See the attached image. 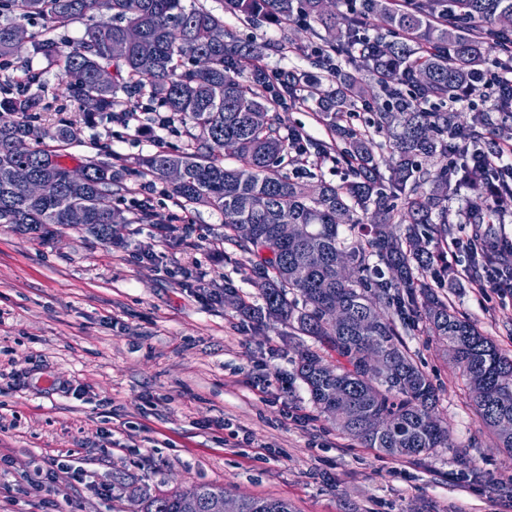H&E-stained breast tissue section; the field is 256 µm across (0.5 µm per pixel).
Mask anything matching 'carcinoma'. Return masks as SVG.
<instances>
[{
	"instance_id": "cac0c4a2",
	"label": "carcinoma",
	"mask_w": 512,
	"mask_h": 512,
	"mask_svg": "<svg viewBox=\"0 0 512 512\" xmlns=\"http://www.w3.org/2000/svg\"><path fill=\"white\" fill-rule=\"evenodd\" d=\"M230 10L252 20L286 26L298 19L337 30L330 51L376 76L388 101L375 112L373 127L389 139L388 173L373 153V138L341 121L352 99L365 98L351 74L320 94L318 118L341 139L338 159L353 173L339 185L310 186L281 172L284 163L306 152L304 136L285 125L280 110L297 97L301 78L283 74L271 81L261 59L279 46L226 39L224 18L184 0H0V61L18 54L16 28L31 15L44 21L31 33L33 52L54 63L68 93L98 99V110L121 105L119 93L148 95L179 121L200 131L196 145L173 154L158 150L141 161V174L166 179L167 170L182 166L184 180L173 193L224 214V240L253 254L268 252L261 267L262 305L245 302L233 288L224 303L249 317L288 325L313 339L319 350L299 353L296 376L313 403L326 413L342 394L357 412L347 419L336 412L342 432L395 458L428 456L448 447L450 427L440 417L438 397L418 366L403 334L423 329L447 342L451 359L472 392L476 410L498 447L512 453V355L502 351L477 325L438 294L427 275L441 276L448 267V208L443 201L451 178L485 192L470 202L471 220L491 223L489 199L512 197V184L477 148L482 133L501 118H512V91L496 95L493 112L465 128L458 113L428 112L421 103L454 99L488 75L492 51L506 49L512 36V0H411L400 7L389 0H359L348 17L324 9V0H227ZM91 10H103L111 21L88 29L76 41L56 39ZM377 16L396 38L366 34V21ZM139 27L152 47L142 55L123 45L128 26ZM113 66L112 83L98 82L103 67ZM412 97L406 99L400 87ZM40 97L0 99V224H17L31 232L65 227L80 211L86 230L112 241V225L124 223L112 208V187L123 171L110 163L88 160L84 179L69 178L61 144L67 130L32 125ZM230 147L236 163L222 164L220 145ZM460 164L435 170L419 167L420 158H448ZM430 183L435 191L422 186ZM402 200L400 221L393 224L394 200ZM251 226L245 235L240 225ZM282 224H301L305 235L295 243L282 239ZM468 273L477 278L500 267L499 251L469 247ZM352 264L343 276L340 262ZM380 353L385 365L363 369L367 357ZM221 491L202 484L187 490L144 493L140 512H182V502L200 505ZM242 512H293L279 498L247 497Z\"/></svg>"
}]
</instances>
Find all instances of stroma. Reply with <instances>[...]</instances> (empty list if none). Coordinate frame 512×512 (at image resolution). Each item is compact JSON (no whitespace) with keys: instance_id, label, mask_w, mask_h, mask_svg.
I'll return each mask as SVG.
<instances>
[{"instance_id":"35a3bbf8","label":"stroma","mask_w":512,"mask_h":512,"mask_svg":"<svg viewBox=\"0 0 512 512\" xmlns=\"http://www.w3.org/2000/svg\"><path fill=\"white\" fill-rule=\"evenodd\" d=\"M185 3L223 16L238 40L284 44L263 58L268 74L324 79L349 69L320 53L303 23L259 24L228 13L224 0ZM25 67L46 87L40 126L70 132L67 167L89 158L124 167L113 206L129 215L149 201L155 222L113 225L108 243L82 227L39 236L0 224V512H133L132 490L197 484L281 498L294 512H512V456L496 448L446 343L421 332L405 339L437 390L447 448L396 459L344 435L294 374L311 338L210 298L228 287L261 304L258 257L225 242L223 214L141 176L139 159L182 151L184 132L159 128L145 95L125 101L134 126L118 111H81L57 67L29 49L0 68L1 98L14 95ZM282 114L310 141L306 162L284 174L310 185L349 180L345 164L317 157L333 135L314 101L285 100ZM158 223L174 224L173 239L156 236ZM446 259L449 300L512 354V297L465 287L462 247ZM63 382L81 394L62 392ZM59 462L74 474L50 482Z\"/></svg>"}]
</instances>
